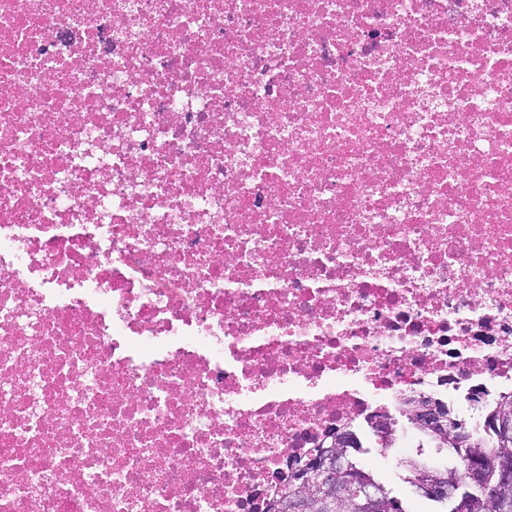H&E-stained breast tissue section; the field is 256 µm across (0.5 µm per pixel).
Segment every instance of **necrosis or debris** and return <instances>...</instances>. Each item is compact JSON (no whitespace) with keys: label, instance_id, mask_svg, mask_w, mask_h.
<instances>
[{"label":"necrosis or debris","instance_id":"obj_1","mask_svg":"<svg viewBox=\"0 0 512 512\" xmlns=\"http://www.w3.org/2000/svg\"><path fill=\"white\" fill-rule=\"evenodd\" d=\"M491 385L512 0H0V512H266Z\"/></svg>","mask_w":512,"mask_h":512}]
</instances>
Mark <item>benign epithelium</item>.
<instances>
[{
  "instance_id": "1",
  "label": "benign epithelium",
  "mask_w": 512,
  "mask_h": 512,
  "mask_svg": "<svg viewBox=\"0 0 512 512\" xmlns=\"http://www.w3.org/2000/svg\"><path fill=\"white\" fill-rule=\"evenodd\" d=\"M405 413L413 424L429 430L448 447L473 449L466 462L465 473L461 478H450L436 472L423 475L421 487L427 495L438 501L452 499L458 491L466 487L475 491L472 495L473 508L485 510L490 502L500 503L512 489V450L505 448L493 456H486L474 448L473 431L462 424H452L448 420L447 409L438 405L428 396L410 397L404 400ZM369 424L379 441L393 444L397 435L393 421L385 410H378L369 416ZM357 446L355 435L342 433L341 446L332 450L322 464L308 469L302 480L301 490L316 486L324 502L338 507L344 505L352 512H391L388 499L365 484L355 490L340 480L347 473L345 450ZM495 475V483L488 481V474Z\"/></svg>"
}]
</instances>
